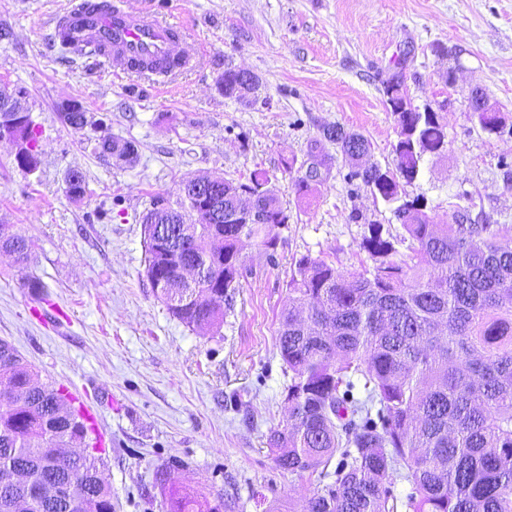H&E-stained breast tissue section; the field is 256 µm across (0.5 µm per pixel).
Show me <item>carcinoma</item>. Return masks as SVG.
<instances>
[{
    "label": "carcinoma",
    "mask_w": 512,
    "mask_h": 512,
    "mask_svg": "<svg viewBox=\"0 0 512 512\" xmlns=\"http://www.w3.org/2000/svg\"><path fill=\"white\" fill-rule=\"evenodd\" d=\"M224 96L244 99L258 88L239 83V70L225 68ZM397 116L394 168L362 170L371 144L362 134L334 125L321 130L309 156L322 144L340 147L349 163L346 182L359 181L372 194L395 203V214L413 241L407 258L396 259L397 238L369 223L361 249L373 265L341 272L308 256L288 282V307L280 315L279 352L291 372L286 387L288 417L270 431L275 465L290 473L318 474L319 486L291 512H398L391 490L402 469L412 483L409 512H512V226L471 219L459 212L452 224H435L421 195L408 197L424 156L447 146L435 112H420L407 100L399 74L384 83ZM62 121L76 132L99 122L70 102ZM26 163L37 169L40 131L34 121L19 127ZM99 154L133 164L135 144L101 139ZM257 194L262 224L230 220L242 189ZM86 193L83 175H67V194ZM218 207L197 213L179 194L176 207L157 214L170 242L144 234L146 274L156 297L173 317L201 332L224 323L244 277L241 239L258 238L275 250L268 225L288 223V210L265 170L245 182L215 180ZM0 250L18 263L29 245L17 235L0 236ZM204 265L205 276L185 279L181 265ZM219 297L203 299L205 290ZM364 379L367 396L353 400L352 378ZM379 406L377 418L372 407ZM95 432L66 388L44 384L17 350L0 340V512H112V491L99 475L86 443ZM85 444L62 465L58 450ZM340 468L330 472L334 457ZM24 471L22 486L6 479ZM336 476L332 483L325 482ZM170 512H233L222 494L173 489Z\"/></svg>",
    "instance_id": "cac0c4a2"
}]
</instances>
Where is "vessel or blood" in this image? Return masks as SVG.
<instances>
[{"mask_svg": "<svg viewBox=\"0 0 512 512\" xmlns=\"http://www.w3.org/2000/svg\"><path fill=\"white\" fill-rule=\"evenodd\" d=\"M51 27L52 40L100 53L110 64L126 66L140 59L160 70L186 71L195 59L184 24L139 7L137 0H122L107 12L90 10L85 0H76L55 14Z\"/></svg>", "mask_w": 512, "mask_h": 512, "instance_id": "b4317fda", "label": "vessel or blood"}]
</instances>
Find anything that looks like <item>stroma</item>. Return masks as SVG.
<instances>
[{
  "label": "stroma",
  "mask_w": 512,
  "mask_h": 512,
  "mask_svg": "<svg viewBox=\"0 0 512 512\" xmlns=\"http://www.w3.org/2000/svg\"><path fill=\"white\" fill-rule=\"evenodd\" d=\"M67 3L0 0V86L25 90L41 132L33 172L0 141V224L30 245L21 266L0 253V339L94 416L113 512H166L156 472L172 460V481L232 495L236 512H287L316 485L276 468L267 444L288 414L277 330L295 263L370 265L359 243L372 221L399 237V253L410 244L393 205L365 187L350 193L336 144H325L326 179L308 198L297 199L299 172L283 163L307 161L322 128L338 125L370 141L371 163L392 166L398 123L383 82L398 67L413 106L438 112L448 133L410 195L425 197L437 224L465 210L512 226V0H150L184 20L198 53L195 69L164 84L48 49L49 21ZM228 67L253 73L256 93L225 97ZM475 89L502 111V133L472 118ZM70 101L104 126L67 127L59 112ZM104 136L133 142L137 163L100 156ZM72 169L86 184L78 201L66 192ZM257 169L288 222L272 229L274 254L245 242L252 273L219 331L192 330L154 294L140 217L187 178L244 181Z\"/></svg>",
  "instance_id": "1"
}]
</instances>
